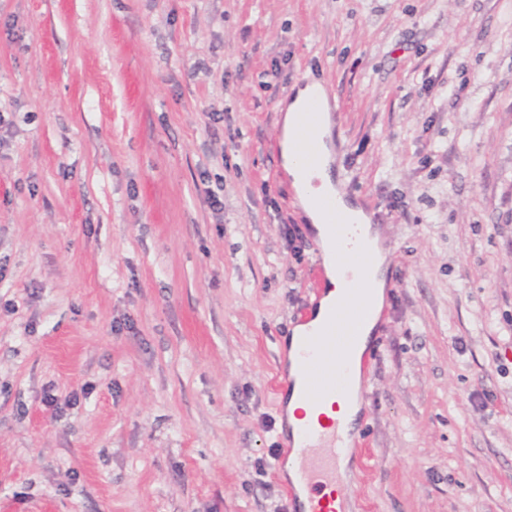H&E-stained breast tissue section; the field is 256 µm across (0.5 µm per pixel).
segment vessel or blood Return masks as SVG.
<instances>
[{
    "mask_svg": "<svg viewBox=\"0 0 512 512\" xmlns=\"http://www.w3.org/2000/svg\"><path fill=\"white\" fill-rule=\"evenodd\" d=\"M321 105L311 101L306 118L299 127L297 137L305 146L306 167L318 164L311 151L320 124ZM317 206L329 218V227L338 248L340 261L345 265L366 263L368 252L354 233L344 214L337 210L333 199L320 198ZM367 288L366 282L352 284L349 298L338 302L325 323L300 347L296 361V377H284L281 386L288 389L295 378L305 383L303 396L310 408V415L296 432V446L300 454L298 480L308 493L307 503L298 512H344L342 502L334 493L338 481L339 460L345 444L335 425L323 424L322 419L329 403L345 398L352 372L355 342L357 303L361 302Z\"/></svg>",
    "mask_w": 512,
    "mask_h": 512,
    "instance_id": "1",
    "label": "vessel or blood"
}]
</instances>
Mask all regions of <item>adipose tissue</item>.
<instances>
[{"label": "adipose tissue", "instance_id": "obj_1", "mask_svg": "<svg viewBox=\"0 0 512 512\" xmlns=\"http://www.w3.org/2000/svg\"><path fill=\"white\" fill-rule=\"evenodd\" d=\"M310 93V88H302L297 91L288 104L282 117L280 157L282 166L291 179V186L296 193L304 218L310 224L321 247L328 286L314 307L311 319L292 329L290 342L294 345L298 344L304 336H307L325 320L331 307L342 298L347 277L355 278L362 275L370 282L371 288L361 309L362 316L357 326L358 342L355 354L360 357L369 348L370 338L384 307L388 269L387 254L382 245L379 230L370 224L364 211L351 205L345 197L338 196V208L344 211L353 223L358 224L369 245L372 258L367 266L361 268L353 266L347 269L341 267L337 259L327 227V218L313 204L316 197L335 194L336 191L330 173L333 162L331 131L327 128L323 129L313 144L312 149L321 154L322 162L314 172L309 174L304 173L302 169V151L295 139V129L303 118Z\"/></svg>", "mask_w": 512, "mask_h": 512}]
</instances>
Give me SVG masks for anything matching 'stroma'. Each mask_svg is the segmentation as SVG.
<instances>
[{
  "mask_svg": "<svg viewBox=\"0 0 512 512\" xmlns=\"http://www.w3.org/2000/svg\"><path fill=\"white\" fill-rule=\"evenodd\" d=\"M310 80L390 252L347 512H512V0H0V512H293Z\"/></svg>",
  "mask_w": 512,
  "mask_h": 512,
  "instance_id": "1",
  "label": "stroma"
}]
</instances>
